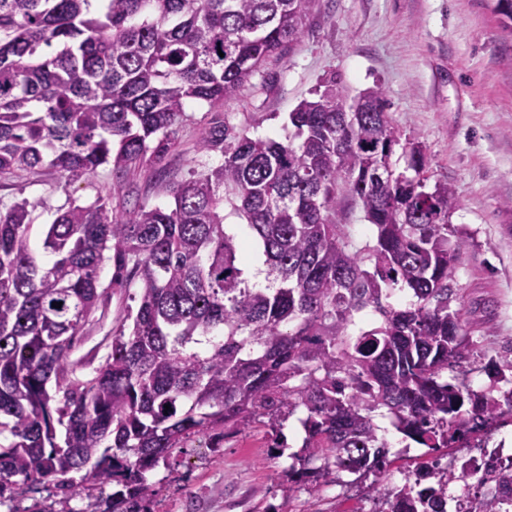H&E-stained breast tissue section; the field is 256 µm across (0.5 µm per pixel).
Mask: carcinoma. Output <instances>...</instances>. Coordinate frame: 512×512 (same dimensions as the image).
Listing matches in <instances>:
<instances>
[{"label": "carcinoma", "instance_id": "1", "mask_svg": "<svg viewBox=\"0 0 512 512\" xmlns=\"http://www.w3.org/2000/svg\"><path fill=\"white\" fill-rule=\"evenodd\" d=\"M308 3L0 0V179L49 167L68 183L110 165V195H122L129 170L172 149L188 103L234 97L302 37ZM289 123L283 140L204 128L200 150L224 162L192 173L170 204L118 216L104 197L70 199L39 251L42 201H0V505L153 512L149 474L188 442L215 449L258 421L277 459L299 409L289 492L383 473L378 409L425 448H486L512 416V348L482 367L487 389L466 383L474 343L451 304L463 303L453 277L468 241L448 223V184L427 187L419 144L405 147L415 176L386 173L400 134L383 91L350 104L333 83ZM347 196L374 244L349 248L336 222ZM227 207L245 236L224 223ZM116 288L136 306L103 355L75 356ZM397 290L407 306L390 302ZM433 474L418 469L384 512L442 508L448 483ZM461 478L483 488L469 512H501L511 472L490 481L465 467ZM44 489L42 505L19 507Z\"/></svg>", "mask_w": 512, "mask_h": 512}]
</instances>
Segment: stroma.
<instances>
[{
    "instance_id": "obj_1",
    "label": "stroma",
    "mask_w": 512,
    "mask_h": 512,
    "mask_svg": "<svg viewBox=\"0 0 512 512\" xmlns=\"http://www.w3.org/2000/svg\"><path fill=\"white\" fill-rule=\"evenodd\" d=\"M495 0H311L302 37L269 57L226 101L189 103L177 144L154 165L131 175L116 213L136 205L164 206L191 171L220 164L221 151H201L202 127L226 122L235 133L282 139L288 115L337 81L347 98L381 88L402 138L419 141L429 183H447L454 203L448 221L469 238L454 284L472 327L468 381L486 389L480 367L512 341V29L503 27ZM110 168L62 185L56 174L38 182L0 180V201L41 200L32 214L51 223L58 206L107 195ZM374 421L389 445L387 476L325 484L315 494L293 493L292 512H381L384 497L434 453L407 446L391 415ZM265 427L225 437L218 450L189 442L163 477L153 512H274L287 486L288 459H270Z\"/></svg>"
}]
</instances>
